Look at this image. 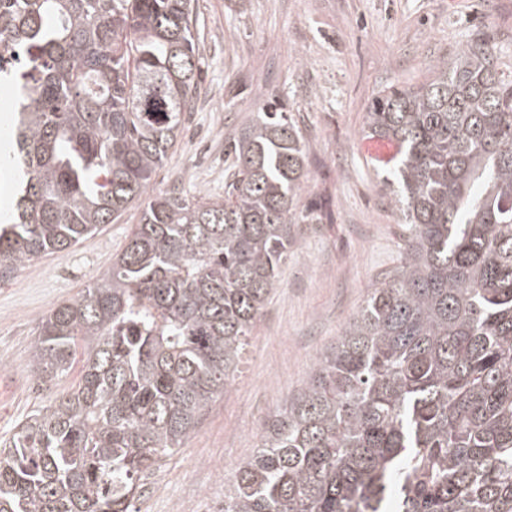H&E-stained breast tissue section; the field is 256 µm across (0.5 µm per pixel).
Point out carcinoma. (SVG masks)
<instances>
[{"instance_id":"1","label":"carcinoma","mask_w":512,"mask_h":512,"mask_svg":"<svg viewBox=\"0 0 512 512\" xmlns=\"http://www.w3.org/2000/svg\"><path fill=\"white\" fill-rule=\"evenodd\" d=\"M194 0H0L19 94L0 281L141 203L124 249L38 326L29 373L71 390L0 442V512H131L143 474L234 382L311 219L300 128L270 102L228 144L224 196L154 192L197 90ZM392 88L399 266L320 353L224 490V512H512V67L478 37Z\"/></svg>"}]
</instances>
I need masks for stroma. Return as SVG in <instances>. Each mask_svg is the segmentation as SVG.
<instances>
[{
	"label": "stroma",
	"mask_w": 512,
	"mask_h": 512,
	"mask_svg": "<svg viewBox=\"0 0 512 512\" xmlns=\"http://www.w3.org/2000/svg\"><path fill=\"white\" fill-rule=\"evenodd\" d=\"M202 71L197 98L155 177L158 190L224 194V140L269 101L284 103L308 154L304 201L314 221L294 227L247 346L241 372L194 433L144 482L135 512H220L235 466L256 448L273 411L303 387L368 293L397 267L400 213L384 182L379 139L364 133L381 91L421 84L430 64L476 37L512 61V0H197ZM131 206L72 250L39 258L0 282V440L66 392L28 372L41 318L79 298L127 243Z\"/></svg>",
	"instance_id": "stroma-1"
}]
</instances>
